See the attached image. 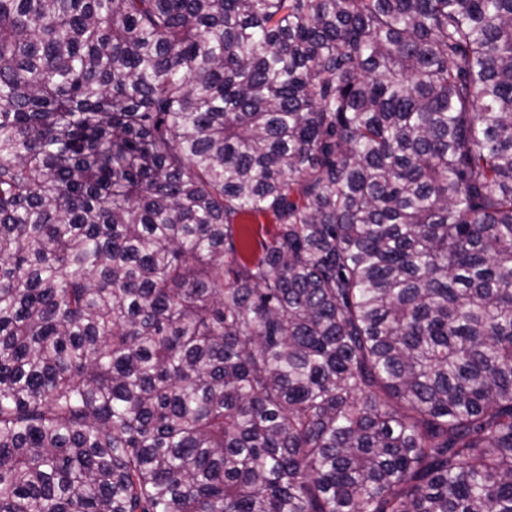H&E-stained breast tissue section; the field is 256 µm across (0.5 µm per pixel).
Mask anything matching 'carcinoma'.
I'll list each match as a JSON object with an SVG mask.
<instances>
[{"label": "carcinoma", "mask_w": 512, "mask_h": 512, "mask_svg": "<svg viewBox=\"0 0 512 512\" xmlns=\"http://www.w3.org/2000/svg\"><path fill=\"white\" fill-rule=\"evenodd\" d=\"M0 512H512V0H0ZM237 227L243 230L250 242L248 255L255 256L258 253V241L274 229V224H269L263 217H259L258 219L250 218L246 224L237 225Z\"/></svg>", "instance_id": "carcinoma-1"}]
</instances>
